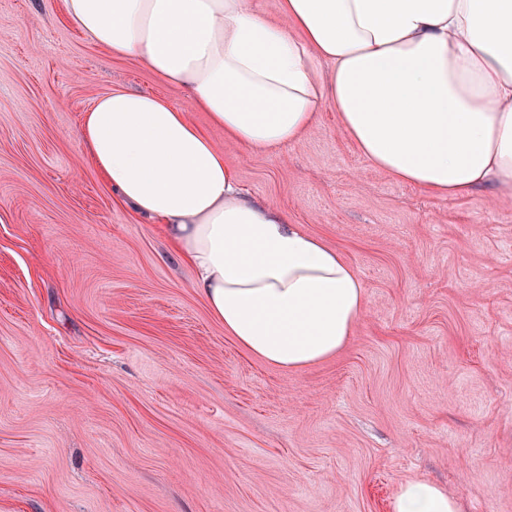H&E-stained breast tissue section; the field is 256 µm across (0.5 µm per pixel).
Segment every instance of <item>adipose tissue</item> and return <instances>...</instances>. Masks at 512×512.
Returning a JSON list of instances; mask_svg holds the SVG:
<instances>
[{"label": "adipose tissue", "mask_w": 512, "mask_h": 512, "mask_svg": "<svg viewBox=\"0 0 512 512\" xmlns=\"http://www.w3.org/2000/svg\"><path fill=\"white\" fill-rule=\"evenodd\" d=\"M94 46L145 63L254 152L298 141L330 107L361 154L442 198L512 195V0H63ZM328 71H321V63ZM135 213L160 221L226 335L300 370L336 354L366 307L337 248L247 196L224 152L169 100L96 99L76 134ZM393 512H461L428 481Z\"/></svg>", "instance_id": "1"}]
</instances>
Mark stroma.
Returning <instances> with one entry per match:
<instances>
[{
	"label": "stroma",
	"instance_id": "stroma-1",
	"mask_svg": "<svg viewBox=\"0 0 512 512\" xmlns=\"http://www.w3.org/2000/svg\"><path fill=\"white\" fill-rule=\"evenodd\" d=\"M115 88L171 100L357 268L341 351L287 372L225 335L74 138ZM420 480L512 512V197L396 183L328 108L293 144H227L62 0H0V512H392Z\"/></svg>",
	"mask_w": 512,
	"mask_h": 512
}]
</instances>
